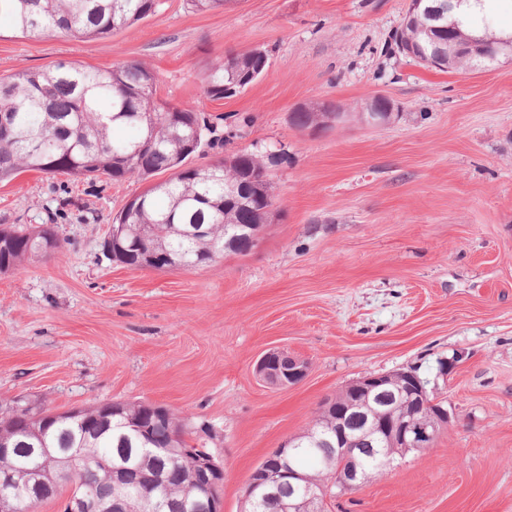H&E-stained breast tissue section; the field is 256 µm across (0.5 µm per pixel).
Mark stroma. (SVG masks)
<instances>
[{"mask_svg": "<svg viewBox=\"0 0 512 512\" xmlns=\"http://www.w3.org/2000/svg\"><path fill=\"white\" fill-rule=\"evenodd\" d=\"M409 0H237L198 11L159 0L94 39L13 31L0 78L61 62L149 63L157 95L213 119L205 166L256 147L275 209L256 247L192 270L130 269L104 243L139 177L25 171L0 182L1 224H57L61 246L0 274V402L62 412L143 402L176 413L224 465L223 512H242L254 468L325 399L366 375L418 368L451 424L331 512H512V61L442 72L391 53ZM263 75L214 100L215 64L253 48ZM375 96L383 126L357 113ZM344 117L299 130L301 106ZM306 360L297 385L255 364ZM456 358L443 373L440 360ZM256 372L264 382L273 386H292L306 377L308 364L286 351L272 350L258 360Z\"/></svg>", "mask_w": 512, "mask_h": 512, "instance_id": "35a3bbf8", "label": "stroma"}]
</instances>
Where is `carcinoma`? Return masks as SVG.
I'll return each instance as SVG.
<instances>
[{
	"label": "carcinoma",
	"mask_w": 512,
	"mask_h": 512,
	"mask_svg": "<svg viewBox=\"0 0 512 512\" xmlns=\"http://www.w3.org/2000/svg\"><path fill=\"white\" fill-rule=\"evenodd\" d=\"M512 0H485L484 11L456 19L448 15V0H410L392 34L394 51L421 62L428 59L441 71H481L512 58V42L491 33L497 9ZM158 7V0H0L15 30L22 34L63 35L74 39L112 35L142 21ZM269 58L251 50L227 57L208 75L206 93L230 98L253 83ZM331 105L301 107L291 123L300 130L319 126ZM214 126L188 105L157 99L155 72L138 62H125L110 70L89 69L78 63H59L38 72L19 71L0 80V181L24 171L65 174L115 181L136 175L144 180L169 172L167 180L149 185L139 194L134 211L115 218L122 240L142 238V250L154 251L169 269L191 270L203 265L205 255H224V241L250 234L251 225L263 224L262 193L270 192L267 169L277 155L266 150H244L230 160H217L182 172L187 160L206 144ZM244 183L249 197L228 205L224 176ZM60 246L54 224L34 228H0V274L15 270L40 245ZM28 400L0 407V432L11 436L14 448L0 457V471L21 470L37 463L44 470L56 466V457L33 459L35 448H55L64 454L81 448L87 461L75 481L81 489L112 501V512H129L132 504L114 502L112 480L93 458L109 455L112 461L137 468L147 483L163 473L159 512H189L194 461L184 456L145 461L140 449L176 443L187 447L191 432L175 413L165 416L139 403L125 404L123 420H135L144 431L120 425L104 426L99 410L84 411V426L67 421L44 429ZM308 427L297 434L295 464L323 487L336 489V474L350 462L323 454L310 443L309 433L336 431V413L320 407Z\"/></svg>",
	"instance_id": "1"
}]
</instances>
